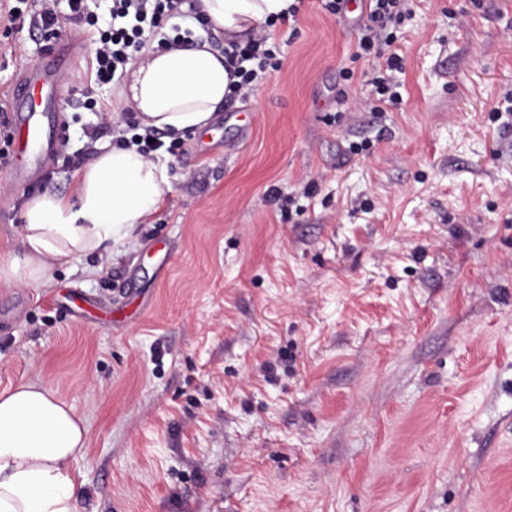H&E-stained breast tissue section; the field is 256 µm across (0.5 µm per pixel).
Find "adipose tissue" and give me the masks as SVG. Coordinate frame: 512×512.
I'll return each instance as SVG.
<instances>
[{
	"label": "adipose tissue",
	"mask_w": 512,
	"mask_h": 512,
	"mask_svg": "<svg viewBox=\"0 0 512 512\" xmlns=\"http://www.w3.org/2000/svg\"><path fill=\"white\" fill-rule=\"evenodd\" d=\"M293 0H197V13L225 41L256 33ZM235 81L208 39L150 49L126 70L120 102L143 127L174 134L208 126ZM164 164L136 147L103 152L82 172L75 197L45 192L24 213L21 252L0 254V284L39 285L51 272L124 240L159 207ZM88 429L42 379L0 392V512H80L74 465Z\"/></svg>",
	"instance_id": "1"
}]
</instances>
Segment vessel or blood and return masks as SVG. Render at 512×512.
<instances>
[{"label": "vessel or blood", "instance_id": "vessel-or-blood-1", "mask_svg": "<svg viewBox=\"0 0 512 512\" xmlns=\"http://www.w3.org/2000/svg\"><path fill=\"white\" fill-rule=\"evenodd\" d=\"M71 54V47L66 45L49 50L38 64L25 70L10 91L4 110L16 152L24 157L11 171L18 182L50 174L45 159L57 145L58 134L45 123L43 113L35 109L34 103L55 98L69 77Z\"/></svg>", "mask_w": 512, "mask_h": 512}]
</instances>
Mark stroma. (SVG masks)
I'll use <instances>...</instances> for the list:
<instances>
[{
  "label": "stroma",
  "mask_w": 512,
  "mask_h": 512,
  "mask_svg": "<svg viewBox=\"0 0 512 512\" xmlns=\"http://www.w3.org/2000/svg\"><path fill=\"white\" fill-rule=\"evenodd\" d=\"M410 9L398 105H363L368 5L301 0L279 68L158 152L147 223L0 286V391L41 378L87 423L81 512H512V0ZM62 40L64 162L0 165L1 252L133 118ZM47 47L0 12V100Z\"/></svg>",
  "instance_id": "35a3bbf8"
}]
</instances>
